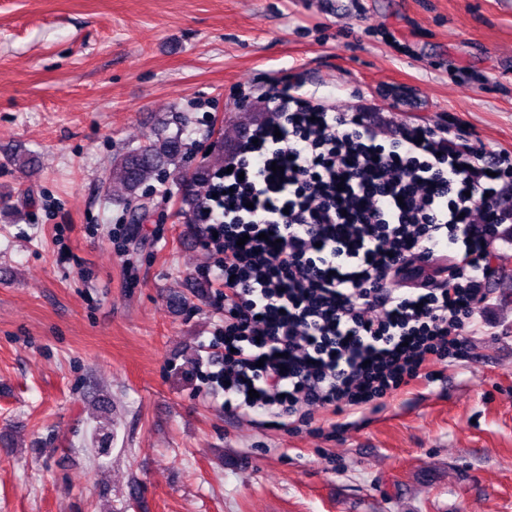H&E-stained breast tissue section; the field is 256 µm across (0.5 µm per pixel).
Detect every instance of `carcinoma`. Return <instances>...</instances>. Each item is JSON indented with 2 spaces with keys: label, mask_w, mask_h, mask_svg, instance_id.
Masks as SVG:
<instances>
[{
  "label": "carcinoma",
  "mask_w": 512,
  "mask_h": 512,
  "mask_svg": "<svg viewBox=\"0 0 512 512\" xmlns=\"http://www.w3.org/2000/svg\"><path fill=\"white\" fill-rule=\"evenodd\" d=\"M186 152V144L179 134L157 128L139 146L112 158L108 189L115 190L122 201L138 202L139 217L143 219L150 213V200L145 196V189L151 182L168 176L179 179L184 201L190 206L195 205L209 187L214 171L224 164V156L218 152L210 154L187 179L183 174ZM99 409L98 431L101 432V443L105 444L110 439L112 412L105 404Z\"/></svg>",
  "instance_id": "carcinoma-1"
}]
</instances>
